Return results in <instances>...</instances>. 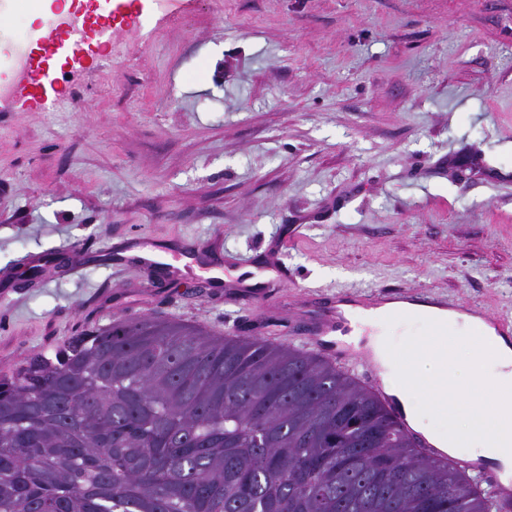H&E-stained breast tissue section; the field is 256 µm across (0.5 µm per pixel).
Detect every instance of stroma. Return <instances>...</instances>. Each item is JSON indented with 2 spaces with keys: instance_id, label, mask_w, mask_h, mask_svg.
<instances>
[{
  "instance_id": "1",
  "label": "stroma",
  "mask_w": 512,
  "mask_h": 512,
  "mask_svg": "<svg viewBox=\"0 0 512 512\" xmlns=\"http://www.w3.org/2000/svg\"><path fill=\"white\" fill-rule=\"evenodd\" d=\"M39 5L0 0V58ZM65 86L0 112V373L116 317L221 337L258 316L299 348L300 298L346 288L512 319V0H143ZM134 237L276 248L288 305L93 261Z\"/></svg>"
}]
</instances>
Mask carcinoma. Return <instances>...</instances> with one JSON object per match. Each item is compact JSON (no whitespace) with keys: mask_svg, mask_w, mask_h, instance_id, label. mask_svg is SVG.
I'll list each match as a JSON object with an SVG mask.
<instances>
[{"mask_svg":"<svg viewBox=\"0 0 512 512\" xmlns=\"http://www.w3.org/2000/svg\"><path fill=\"white\" fill-rule=\"evenodd\" d=\"M319 355L115 318L0 374V512H493Z\"/></svg>","mask_w":512,"mask_h":512,"instance_id":"cac0c4a2","label":"carcinoma"}]
</instances>
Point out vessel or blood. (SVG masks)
<instances>
[{"mask_svg": "<svg viewBox=\"0 0 512 512\" xmlns=\"http://www.w3.org/2000/svg\"><path fill=\"white\" fill-rule=\"evenodd\" d=\"M128 6V0H118L114 12L93 19L53 23L45 27L39 39L41 53L38 59L26 63L28 76L24 89L27 95L42 101L47 100L49 91L56 89L58 85L57 71L69 66L75 53L85 44L87 36L95 35L103 43L111 41L112 23L116 16L125 13ZM106 259L113 266H135L147 273L162 266L174 279L184 276L201 263L199 256L192 252L184 253L180 263H165L159 254L146 251L141 240L137 238L131 239L126 247L107 253ZM287 277L288 270L285 266L276 259L267 258L256 262L252 271L230 279L229 284L232 294L239 301L265 302L273 298L276 287ZM391 304L428 311V326L434 336L448 333L447 328L439 324L438 315L442 312L469 315L476 329L490 331L503 338L512 335V321L495 316L473 303L451 302L446 298L412 289H382L369 294L345 289L338 291L324 306L308 311L306 332L311 337L312 346L320 353L336 357L343 364L363 367L369 385L386 404L399 427L416 439L427 459L438 460L445 456V449L433 438L417 432L398 398L384 382L373 355L367 352L358 353L341 346V337L363 329L365 317L376 316L380 309ZM457 463L481 476L498 512H512V480H503L498 470L469 457L458 458Z\"/></svg>", "mask_w": 512, "mask_h": 512, "instance_id": "obj_1", "label": "vessel or blood"}]
</instances>
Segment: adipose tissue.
<instances>
[{"instance_id":"1","label":"adipose tissue","mask_w":512,"mask_h":512,"mask_svg":"<svg viewBox=\"0 0 512 512\" xmlns=\"http://www.w3.org/2000/svg\"><path fill=\"white\" fill-rule=\"evenodd\" d=\"M448 332L446 342L409 343L398 356L388 337L366 342L415 423L438 417L435 440L511 471L512 345L475 335L456 313L448 316Z\"/></svg>"}]
</instances>
